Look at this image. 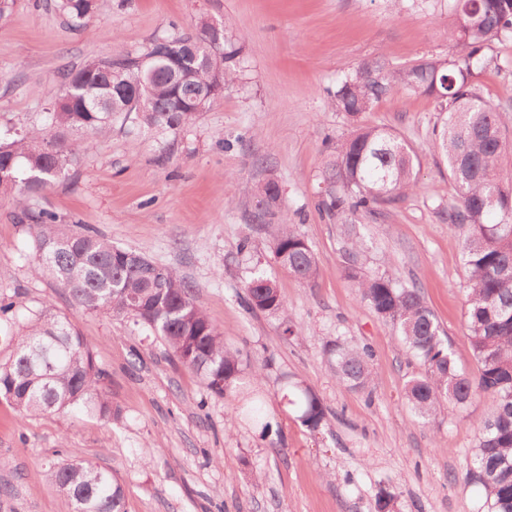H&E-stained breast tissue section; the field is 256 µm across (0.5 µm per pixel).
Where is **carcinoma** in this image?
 <instances>
[{
  "label": "carcinoma",
  "instance_id": "1",
  "mask_svg": "<svg viewBox=\"0 0 512 512\" xmlns=\"http://www.w3.org/2000/svg\"><path fill=\"white\" fill-rule=\"evenodd\" d=\"M453 24L448 48H470L452 56L421 57L393 67L385 54L346 73L327 90L332 106L351 124L324 163L316 209L341 226L340 270L380 319L400 333L406 349L425 367L409 380L405 397L415 415L428 420L445 403L460 409L487 397L492 415L479 426L470 476L484 490L490 512H512V142L505 128L512 119L491 107L473 83L475 72L497 65L482 53L512 38V0H452ZM55 8L78 27L96 10V0H56ZM158 56L159 40L145 48L104 60H90L77 72L60 73L62 88L43 124L9 143L0 142V163L12 162L11 178L0 179V194L17 195L19 224L33 242L36 269L46 271L88 312L130 318L159 336L173 356L203 379L215 395L233 396L242 373L238 353L224 344L223 333L195 303L193 288L175 269L137 253L125 263V249L85 224L62 223L49 209L23 205L66 178L87 148L70 141L72 131L99 137L120 116L133 117L138 130L175 136L193 125L201 112L174 100L177 89L192 95L215 84L238 79L240 40L224 21H199L194 33H174ZM401 90L433 100L443 114L436 148L448 164L456 203L441 211L448 228L466 230L467 338L479 364L470 378L455 364L441 338L440 325L425 304L421 288L404 284L390 269L373 270L361 234L383 204L417 188V152L395 131L362 122V115ZM252 223L271 237L275 263L289 275L311 283L319 275L313 249L283 207L280 183L270 178L255 190ZM244 306L275 316L283 304L278 287L259 269L247 283ZM14 348L0 361V397L29 414L80 408L112 419L105 391L106 372L76 324L47 308L31 313L13 336ZM336 379L365 390L373 377L371 351L336 341L329 346ZM300 419L314 430L325 416L320 399L309 389L297 392ZM53 482L72 512H123L125 492L111 471L73 458L50 466Z\"/></svg>",
  "mask_w": 512,
  "mask_h": 512
}]
</instances>
